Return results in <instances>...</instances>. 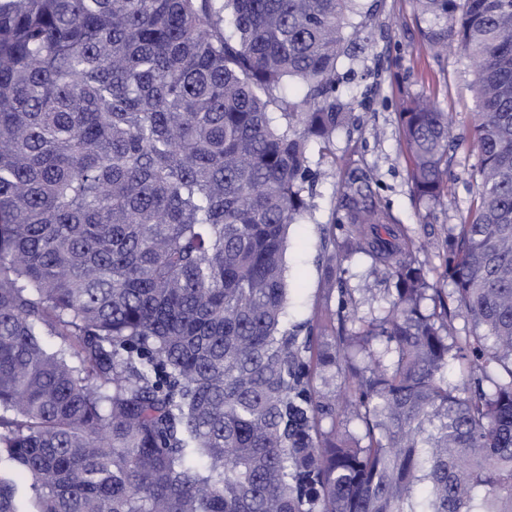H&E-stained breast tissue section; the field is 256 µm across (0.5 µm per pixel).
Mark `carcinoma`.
<instances>
[{"instance_id": "obj_1", "label": "carcinoma", "mask_w": 512, "mask_h": 512, "mask_svg": "<svg viewBox=\"0 0 512 512\" xmlns=\"http://www.w3.org/2000/svg\"><path fill=\"white\" fill-rule=\"evenodd\" d=\"M377 2L0 0V512L6 468L29 512H512V0H415L478 105L451 288L361 171L323 229L337 308L288 318V230ZM398 117L437 202L448 114ZM338 226L394 280L368 324Z\"/></svg>"}]
</instances>
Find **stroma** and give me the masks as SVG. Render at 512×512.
<instances>
[{
  "mask_svg": "<svg viewBox=\"0 0 512 512\" xmlns=\"http://www.w3.org/2000/svg\"><path fill=\"white\" fill-rule=\"evenodd\" d=\"M422 20L413 0H380L367 29L369 43L345 68L353 72L349 88L366 99L357 122L342 130L330 150H314L320 177L315 208L291 225L287 250L290 312L306 316L323 286L318 262L321 229L330 224L339 202L347 166L369 171L377 192L393 218L408 227L418 247L417 259L431 283L442 282L448 255L447 236L468 218L477 174L470 131L477 110L465 58L435 57L421 45ZM409 96L435 102L448 114L456 142L448 152V186L439 202L419 204L412 193L410 164L398 124L399 103ZM343 285L352 290L358 315L371 319L388 306L394 281L385 269H372L368 258L354 255L343 262Z\"/></svg>",
  "mask_w": 512,
  "mask_h": 512,
  "instance_id": "obj_1",
  "label": "stroma"
}]
</instances>
